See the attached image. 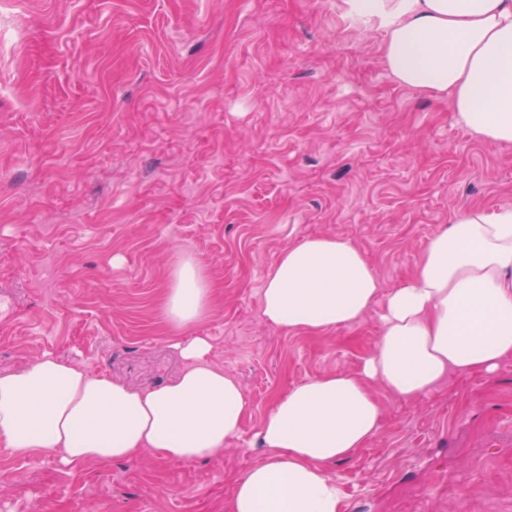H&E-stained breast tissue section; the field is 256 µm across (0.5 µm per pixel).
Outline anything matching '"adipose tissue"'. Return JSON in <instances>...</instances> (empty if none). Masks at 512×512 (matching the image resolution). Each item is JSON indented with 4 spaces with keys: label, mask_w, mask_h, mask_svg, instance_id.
Masks as SVG:
<instances>
[{
    "label": "adipose tissue",
    "mask_w": 512,
    "mask_h": 512,
    "mask_svg": "<svg viewBox=\"0 0 512 512\" xmlns=\"http://www.w3.org/2000/svg\"><path fill=\"white\" fill-rule=\"evenodd\" d=\"M346 15L382 34L402 85L447 99L459 125L512 144V0H345ZM213 289L200 262L172 272L163 316L181 329L205 317ZM381 306L380 336L359 373H328L277 396L249 445L228 512H344L329 466L373 439L376 388L414 400L449 374L493 375L512 355V207L455 213L431 236L412 276L382 291L350 241L314 235L288 246L266 277L262 313L290 333L320 335ZM173 381L135 389L45 356L0 373V444L20 457L54 453L66 466L148 450L171 462L211 458L242 435L249 404L209 358L202 336L176 342Z\"/></svg>",
    "instance_id": "1"
}]
</instances>
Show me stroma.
Returning a JSON list of instances; mask_svg holds the SVG:
<instances>
[{"label": "stroma", "instance_id": "35a3bbf8", "mask_svg": "<svg viewBox=\"0 0 512 512\" xmlns=\"http://www.w3.org/2000/svg\"><path fill=\"white\" fill-rule=\"evenodd\" d=\"M512 207V144L398 84L344 0H0V370L52 355L144 388L203 336L251 408L204 461L151 452L66 467L0 447V512H226L273 397L375 348L381 309L322 336L262 315L280 254L351 239L383 290L434 231ZM190 255L218 294L176 332L161 306ZM329 471L345 512H512V356L413 401Z\"/></svg>", "mask_w": 512, "mask_h": 512}]
</instances>
